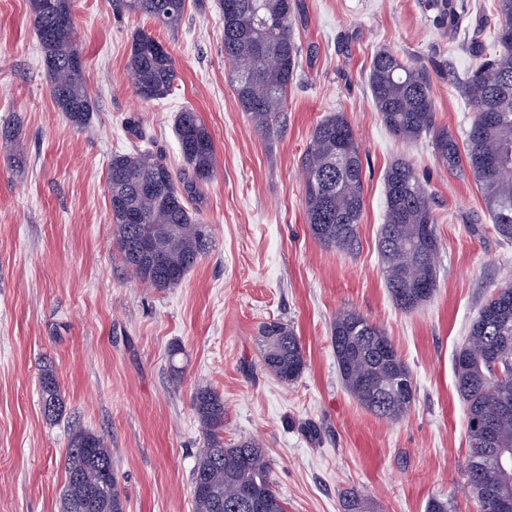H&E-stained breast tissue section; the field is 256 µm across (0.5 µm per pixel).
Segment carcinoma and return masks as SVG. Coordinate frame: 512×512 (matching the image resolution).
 Segmentation results:
<instances>
[{
	"label": "carcinoma",
	"mask_w": 512,
	"mask_h": 512,
	"mask_svg": "<svg viewBox=\"0 0 512 512\" xmlns=\"http://www.w3.org/2000/svg\"><path fill=\"white\" fill-rule=\"evenodd\" d=\"M36 36L44 54L49 91L67 121L87 124L92 110L75 28H59L57 18L73 15L72 0H29ZM117 11L141 15L166 30L184 20L186 0H114ZM224 17V58L232 63L230 81L242 111L264 136L277 130L287 104L288 87L301 57L293 19L296 0H219ZM437 22L457 33L468 12L460 0H431ZM499 30H512V0H496ZM140 29L132 36L127 71L146 102L165 98L177 79L170 53ZM472 68L454 85L474 119L464 145L438 127L432 78L417 59L382 49L371 62L368 86L381 121L403 142L431 138L439 160L455 172H468L480 190L497 233L512 240V42L499 35L487 43L475 34L467 43ZM175 134L190 176L180 182L150 151L112 157L107 172L112 223L126 266L155 288H174L211 248L210 229L188 205L197 183L210 179L215 167L211 133L197 112L177 115ZM306 186L305 214L312 236L322 245L350 253L358 244L364 207L362 148L343 113H331L313 129L302 158ZM385 222L378 251L392 301L404 312L425 304L436 290L439 250L431 196L414 167L395 160L385 177ZM159 224L163 232L147 249L136 252L137 225ZM261 358L282 383H294L305 368L299 337L280 321L261 328ZM331 342L345 389L381 419L398 420L414 400L412 373L383 330L355 310L339 312ZM457 389L468 410L467 486L479 512H498V501L512 502V471L480 465L493 448L512 453V285L499 289L473 320L455 359ZM42 411L57 419L63 411L59 383L51 365L40 376ZM192 406L204 437L191 474L194 512H252L240 499L248 490L262 512H285L270 478L262 445L252 438L224 444V399L201 385ZM62 512H126L112 452L103 437L74 431L65 458ZM342 512H368L364 498L344 495Z\"/></svg>",
	"instance_id": "cac0c4a2"
}]
</instances>
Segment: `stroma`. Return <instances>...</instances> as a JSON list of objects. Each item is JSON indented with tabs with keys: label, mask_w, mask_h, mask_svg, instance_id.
Here are the masks:
<instances>
[{
	"label": "stroma",
	"mask_w": 512,
	"mask_h": 512,
	"mask_svg": "<svg viewBox=\"0 0 512 512\" xmlns=\"http://www.w3.org/2000/svg\"><path fill=\"white\" fill-rule=\"evenodd\" d=\"M301 64L274 135L254 131L224 59L218 0H189L177 31L117 13L111 0H73L87 92L86 130L49 89L28 0H0V512H61L65 449L77 429L112 450L126 512H194L191 473L203 435L192 394L224 398V442L254 438L286 512H342L353 490L372 512H477L467 488L466 405L454 358L494 292L512 284L501 238L469 175L439 164L431 141L395 139L376 112L368 71L381 47L430 71L436 122L464 139L471 112L448 83L472 60L468 33L443 35L427 0H297ZM151 32L175 62L164 99L141 100L127 73L133 34ZM195 110L216 165L195 190L212 248L173 288L127 269L112 224L113 155L149 147L174 172L184 163L178 112ZM344 113L362 146L364 211L349 254L320 245L305 216L301 160L316 123ZM408 160L432 194L440 247L437 288L401 311L385 286L377 237L384 177ZM381 326L409 366L408 414L386 421L343 387L331 344L338 312ZM288 324L306 367L286 385L261 360L265 322ZM51 364L63 413L46 420L39 377Z\"/></svg>",
	"instance_id": "stroma-1"
}]
</instances>
